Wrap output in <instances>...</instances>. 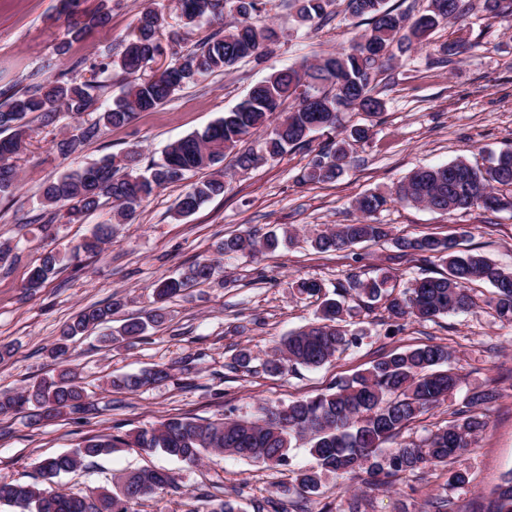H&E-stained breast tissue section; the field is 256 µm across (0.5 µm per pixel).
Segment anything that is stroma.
<instances>
[{
  "instance_id": "1",
  "label": "stroma",
  "mask_w": 512,
  "mask_h": 512,
  "mask_svg": "<svg viewBox=\"0 0 512 512\" xmlns=\"http://www.w3.org/2000/svg\"><path fill=\"white\" fill-rule=\"evenodd\" d=\"M469 2V10L453 24L438 27L428 45L397 52L378 78L386 102L383 112L343 114L344 126H367L370 138L354 147L339 179L315 183L302 178L324 142L320 135L308 146L246 172L236 167L230 153L223 162V195L181 217L176 203L188 182L157 190L130 223L117 225L112 241L95 255L75 254L74 247L97 225L110 221L111 206L69 224L44 225L38 219L44 182L133 146L142 165L161 161L170 143L203 131L269 73L336 52L368 24L346 13L344 0H335L331 23L319 28L299 24L289 0H263L262 16L275 25L279 41L262 64H242L187 84L156 110L137 113L128 125L107 129L97 142L66 156L53 143L74 134L75 121L62 113L48 126L38 115L28 116L32 141L17 161L19 187L13 196L0 198V243L15 245L18 255L11 266L0 269V345L12 349L0 361V394L54 372L49 349L63 325L83 308L116 297L124 303L118 319L134 317L152 308L154 282L196 260L215 258V246L224 237L288 229L296 238L276 252L223 263L210 282L168 302L165 324L132 342L108 349L99 347L92 335L76 341L68 365L96 400L98 414L64 415L38 425L22 413L0 416V485L39 482L41 460L68 451L88 435H122L174 416L211 422L249 417L259 404L284 407L325 391L390 352L440 344L453 352L460 384L445 402L411 422L402 440L418 443L447 426L476 387L498 393L486 430L448 466L389 478L374 491L357 482L327 479L318 493L306 495V512H347L355 499L360 512H435L434 502L442 500L449 501L450 512H491L495 490L512 470V322L500 319L489 305L490 285L472 284L475 304L468 312L410 321L398 333L383 305L358 310L354 322L367 331L360 347L336 355L317 370L301 367L272 376L262 369L282 337L316 317L317 300L292 293L289 281L315 280L331 292L349 275L365 279L386 273L400 291L414 279L442 271L438 260L423 262L403 254L395 238H451L461 248L512 268V213L506 211L472 209L448 215L395 199L377 214L378 222L389 225L391 239L329 253L315 252L308 243L314 232L355 220L357 197L376 189L391 191L414 169L457 159L483 166L490 155L512 148V19L492 17L484 0ZM102 7L109 14L107 23L72 43L61 0H0V91L54 79L67 68L73 78L85 80L90 63L118 56L137 16L148 7L161 10L167 20L160 35L164 54L159 66L198 46L214 30L205 22L185 27L176 0L80 4L89 14ZM65 42L70 48L59 54ZM451 42L464 43L465 52L452 63H437L440 47ZM47 249L58 253L60 269L40 288L28 289L29 270ZM243 349L252 357L247 371L235 363ZM157 365L172 366L171 379L134 393L107 392L110 377ZM310 462L303 447L291 450L285 466L224 453L187 464L160 452L118 448L95 465L54 478L52 488L97 491L111 487L115 475L148 468L172 473L178 487L157 491L135 505V512H208L225 499L240 504L243 512H257ZM457 470L469 476L465 487L448 481Z\"/></svg>"
}]
</instances>
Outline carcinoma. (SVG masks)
I'll return each mask as SVG.
<instances>
[{
  "mask_svg": "<svg viewBox=\"0 0 512 512\" xmlns=\"http://www.w3.org/2000/svg\"><path fill=\"white\" fill-rule=\"evenodd\" d=\"M67 35L79 40L93 25L106 17L89 20L72 11L75 0H62ZM227 0H178L180 18L195 26L202 20L219 29L200 47L177 55L161 71L129 82L108 109L95 108L96 91L102 84L96 75L112 67L133 75L144 72L161 55L159 34L165 15L153 8L143 10L136 19L134 33L118 59L105 57L90 64L91 77L76 82L62 72L45 84L3 93L0 105V195L16 188L18 177L14 159L26 149L28 128L25 118L39 113L51 124L65 112L77 121L76 134L61 139L56 148L62 154L79 151L98 140L104 130L123 126L138 112L153 110L168 101L187 82L223 73L241 62H263L270 46L279 38L274 26L262 20L261 0H232L235 20L224 22ZM303 22L322 21L330 15L333 0H293ZM485 8L496 17H512V0H484ZM353 17H368L371 27L354 34L348 45L315 64L288 67L271 73L255 84L234 108L224 112L201 133L185 136L170 144L162 162L137 171L138 151L131 149L121 157L106 156L99 162L73 171L47 183L42 189V204L49 211L48 223L94 211L112 202V218L126 224L136 209L155 190L180 182L190 173L211 170L210 177L197 181L179 198L180 217L194 214L206 201L224 194V156L245 138L263 133V146L248 149L236 157L242 170L258 168L269 160L311 142L316 127L336 130L339 115L348 109L370 114L384 111L385 101L374 94V81L395 57L394 48L404 39L422 43L439 25L455 21L467 9L463 0H428L422 14L412 18L388 6V0H347ZM369 130L352 128L346 136L328 138L310 159L305 177L316 183L333 182L344 171L353 142L365 141ZM512 150L500 152L489 166L480 168L465 160L424 167L413 171L395 189L396 199L423 205L442 213L480 208L488 211L512 209ZM389 196L367 192L355 200L359 217L349 224H336L310 237L319 253L347 250L366 241L390 236L385 224L372 221ZM112 239V225L102 224L75 250L99 252ZM278 235L249 233L231 236L216 244L215 251L225 259L248 253L257 256L274 251ZM395 244L403 251L436 258L446 266L438 277L415 280L410 288L396 293L390 276L369 280L353 276L347 285L336 289V297H324L317 320L281 339L264 371L279 375L298 367L316 369L340 351L360 345L365 332L348 329L353 303L363 300L372 305L386 301L394 322L432 321L441 315L465 312L473 306L470 285L486 281L493 288L490 305L503 318H512V270L507 271L478 253L456 250L452 239L435 236L398 237ZM60 258L49 251L29 271V288H38L57 274ZM218 266L210 259L196 261L178 275L153 284L154 307L145 315L125 321L118 334L100 337L107 346L119 340L143 335L148 327L165 321V303L182 292L210 281ZM123 303L113 299L105 305L82 309L68 322L51 348L58 363L67 361L69 342L77 336L112 321ZM454 359L447 347L422 344L392 352L362 371L337 380L326 391L292 401L280 408L262 405L252 419H226L206 422L186 417H170L150 429L124 436L95 434L83 438L71 450L43 459L39 470L50 481L69 473L94 458L109 455L116 448L160 450L181 461L195 463L209 450L222 451L249 461L271 465L288 462L289 449L300 440L308 445L313 458L310 467L298 471L290 491L298 495L315 493L329 477L346 478L360 472L370 477L399 474L438 466L458 457L472 440L487 428L486 411L497 400L492 388L471 391L464 408L446 428L430 434L421 443H401L395 438L402 429L454 392L459 378L450 368ZM170 377V368L156 366L138 374L111 379L109 390L136 392ZM33 409L36 420L62 414L94 415L97 407L85 387L68 368L43 378L19 391L0 397V415L24 408ZM392 442L394 446L385 447ZM176 487L174 475L143 469L113 478V489L99 492L78 490L60 494L33 484L0 485V503L21 512H131V505L153 495L158 488ZM492 512H512V471L497 487Z\"/></svg>",
  "mask_w": 512,
  "mask_h": 512,
  "instance_id": "cac0c4a2",
  "label": "carcinoma"
}]
</instances>
